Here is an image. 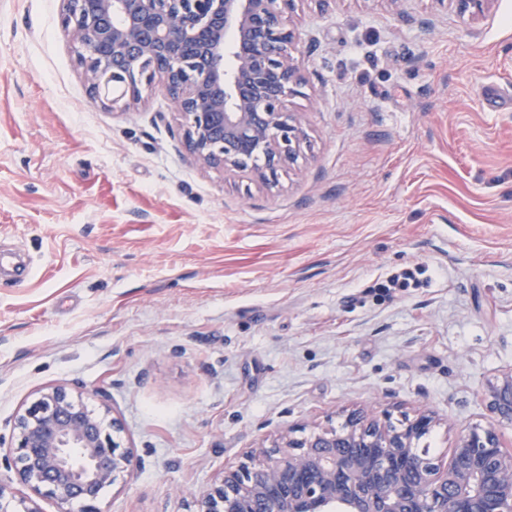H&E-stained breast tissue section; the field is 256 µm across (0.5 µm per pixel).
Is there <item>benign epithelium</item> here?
I'll return each instance as SVG.
<instances>
[{"label":"benign epithelium","instance_id":"benign-epithelium-1","mask_svg":"<svg viewBox=\"0 0 512 512\" xmlns=\"http://www.w3.org/2000/svg\"><path fill=\"white\" fill-rule=\"evenodd\" d=\"M63 32L75 45L93 102L126 111L161 84L202 169L246 172L260 189L278 185L307 133L287 98L301 94V66L286 14L296 0H63ZM481 398L494 423L459 434L448 462L417 448L433 426L421 411L399 424L387 410H353L341 429L281 435L249 463L224 470L198 512H512V364L486 381ZM113 409L94 410L65 386L40 393L0 435V466L32 497L14 505L0 477V512H103V491L131 472L116 440Z\"/></svg>","mask_w":512,"mask_h":512}]
</instances>
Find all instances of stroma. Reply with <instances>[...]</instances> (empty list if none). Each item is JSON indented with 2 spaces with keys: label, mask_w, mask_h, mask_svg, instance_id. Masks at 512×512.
I'll return each instance as SVG.
<instances>
[{
  "label": "stroma",
  "mask_w": 512,
  "mask_h": 512,
  "mask_svg": "<svg viewBox=\"0 0 512 512\" xmlns=\"http://www.w3.org/2000/svg\"><path fill=\"white\" fill-rule=\"evenodd\" d=\"M62 0H0V433L42 389L110 405L102 512H194L280 432L421 409L449 460L512 363V0H298L308 134L272 193L204 170L160 89L94 104ZM423 267L416 288L381 289Z\"/></svg>",
  "instance_id": "obj_1"
}]
</instances>
